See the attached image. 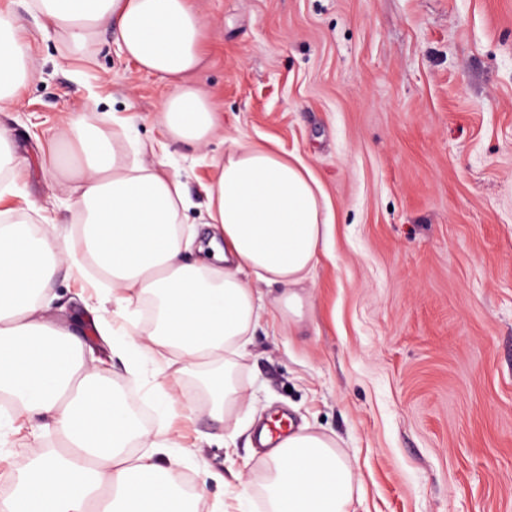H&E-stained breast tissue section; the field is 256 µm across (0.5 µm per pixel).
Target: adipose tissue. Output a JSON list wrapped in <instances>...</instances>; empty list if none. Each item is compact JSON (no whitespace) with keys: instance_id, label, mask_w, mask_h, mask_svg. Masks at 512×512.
<instances>
[{"instance_id":"ef3b65f1","label":"adipose tissue","mask_w":512,"mask_h":512,"mask_svg":"<svg viewBox=\"0 0 512 512\" xmlns=\"http://www.w3.org/2000/svg\"><path fill=\"white\" fill-rule=\"evenodd\" d=\"M42 32H63L81 52L101 27L115 36L119 56L168 88L161 120L177 143L205 149L222 135L209 97L190 84L204 57L206 28L195 0H35ZM28 35L0 13V107L14 104L26 82ZM89 98L63 120L59 168L75 169L79 248L51 247L32 225L0 224V396L14 414L44 419L58 438L20 470L8 512H194V495L178 478L169 428H142L127 402L101 382L89 345L75 322L53 310L48 283L63 270L80 271L84 250L106 273L122 326L98 321L132 367L162 352L197 370L208 395L197 403L157 383L167 413L224 420L242 403L232 356L243 355L268 303L288 314L289 330L305 316L320 254L333 236V217L311 171L279 149L225 137L223 159L204 188V210L188 227L191 206L172 174L171 159L129 158L100 128L85 121ZM204 242V259L184 254ZM279 286L276 297L266 289ZM150 300L146 332L131 329L139 304ZM146 442L149 453L132 454ZM167 463H160V456ZM267 512H353L356 472L341 444L300 427L256 462Z\"/></svg>"}]
</instances>
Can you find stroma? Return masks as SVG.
Returning a JSON list of instances; mask_svg holds the SVG:
<instances>
[{"label": "stroma", "mask_w": 512, "mask_h": 512, "mask_svg": "<svg viewBox=\"0 0 512 512\" xmlns=\"http://www.w3.org/2000/svg\"><path fill=\"white\" fill-rule=\"evenodd\" d=\"M211 31L191 80L209 92L225 133L274 141L312 172L334 215L333 241L309 289L300 331L269 306L234 378L244 402L228 424L174 416L200 487L198 512H238L240 478L262 482L255 431L288 414L340 440L362 486L355 512H512V0H196ZM28 32L30 78L0 110L28 163L15 205L50 210L75 232L69 176L51 144L64 116L99 98L88 123L160 147L166 91L119 57L109 32L71 54L43 34L32 0H0ZM176 171L195 204L213 173L206 151L176 143ZM61 318L90 332L103 376L159 420L166 381L205 402L171 355L139 375L92 331L115 306L85 277L57 278ZM55 438L16 422L0 430V481Z\"/></svg>", "instance_id": "35a3bbf8"}]
</instances>
